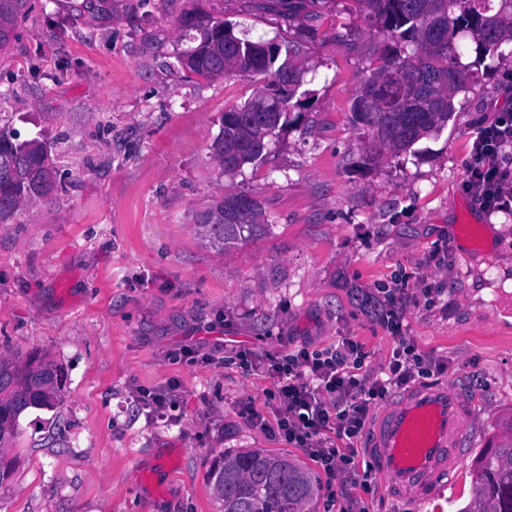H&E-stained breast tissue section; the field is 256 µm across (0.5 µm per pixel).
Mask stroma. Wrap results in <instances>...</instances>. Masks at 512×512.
<instances>
[{
  "mask_svg": "<svg viewBox=\"0 0 512 512\" xmlns=\"http://www.w3.org/2000/svg\"><path fill=\"white\" fill-rule=\"evenodd\" d=\"M262 3L29 0L0 53V127L47 138L56 179L0 223V357L67 375L60 401L22 414L0 450L12 462L0 512H220L209 471L224 450L306 457L275 432L265 354L346 337L374 371L402 335L446 362L415 381L462 389L475 449L512 415V212L464 187L477 132L512 110V55L487 57L447 126L398 156L350 111L388 38L354 0L291 18ZM196 11L298 43L316 72L301 121L232 177L211 144L225 108L258 86L181 67ZM232 191L258 199L269 227L221 251L198 225ZM466 221L479 248L459 234ZM144 390L169 396L164 414L141 405ZM472 463L433 502L397 504L379 475L370 493L330 487L313 462L312 508L463 512Z\"/></svg>",
  "mask_w": 512,
  "mask_h": 512,
  "instance_id": "1",
  "label": "stroma"
}]
</instances>
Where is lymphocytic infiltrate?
<instances>
[{
	"label": "lymphocytic infiltrate",
	"instance_id": "f902f5d3",
	"mask_svg": "<svg viewBox=\"0 0 512 512\" xmlns=\"http://www.w3.org/2000/svg\"><path fill=\"white\" fill-rule=\"evenodd\" d=\"M466 185L487 209L512 212L511 112L478 132ZM361 359V346L348 338L326 352L303 347L269 358V370L277 378L278 432L316 461L331 485L350 474L354 443L365 428L371 405L408 387L423 362L404 340L383 375L360 372Z\"/></svg>",
	"mask_w": 512,
	"mask_h": 512
}]
</instances>
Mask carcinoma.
<instances>
[{
    "label": "carcinoma",
    "instance_id": "carcinoma-1",
    "mask_svg": "<svg viewBox=\"0 0 512 512\" xmlns=\"http://www.w3.org/2000/svg\"><path fill=\"white\" fill-rule=\"evenodd\" d=\"M376 27L390 36L392 45L381 64L351 104L352 121L377 145L408 153L423 137L443 129L455 112L454 99L467 89L473 68L486 54L512 44V0H355ZM27 0H0V51L14 37ZM188 25L199 35L181 58L188 73L216 79L239 76L261 84L252 100L224 110L220 135L234 150L229 159H214L232 173L246 164L264 163L284 128L295 122L310 91H300L304 70L294 59L292 46L272 40L238 36L234 24L222 19L202 24L190 17ZM476 43V58L461 62L454 44L459 32ZM265 103L277 111V121L256 120V106ZM24 148L16 135L0 128V222L21 207L50 194L41 181L52 165L47 143L32 139ZM250 204L239 224H221L222 213ZM215 224L199 228L208 244L219 250L256 237L266 224L260 202L245 192L224 194L216 208ZM66 384L63 368L42 359L19 367L0 358V481L9 473L2 445L14 434L19 417L30 408L51 407ZM505 435L490 441L476 456L471 472V499L464 512H512V416L503 422ZM210 480L221 512H311L316 494L309 469L283 454L261 448L226 451L210 470Z\"/></svg>",
    "mask_w": 512,
    "mask_h": 512
}]
</instances>
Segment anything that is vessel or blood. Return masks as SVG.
<instances>
[{
    "label": "vessel or blood",
    "mask_w": 512,
    "mask_h": 512,
    "mask_svg": "<svg viewBox=\"0 0 512 512\" xmlns=\"http://www.w3.org/2000/svg\"><path fill=\"white\" fill-rule=\"evenodd\" d=\"M470 407L459 388L416 386L378 414L368 450L392 499L439 495L471 448Z\"/></svg>",
    "instance_id": "vessel-or-blood-1"
}]
</instances>
